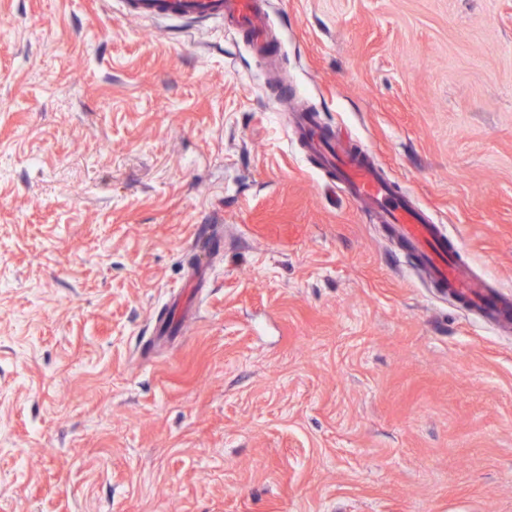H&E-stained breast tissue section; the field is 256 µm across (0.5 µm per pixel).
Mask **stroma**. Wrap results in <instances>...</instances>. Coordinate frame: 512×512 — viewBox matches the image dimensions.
<instances>
[{"label": "stroma", "mask_w": 512, "mask_h": 512, "mask_svg": "<svg viewBox=\"0 0 512 512\" xmlns=\"http://www.w3.org/2000/svg\"><path fill=\"white\" fill-rule=\"evenodd\" d=\"M266 21L289 104L220 22L0 0V512H512V323L427 279L291 114L512 294V0Z\"/></svg>", "instance_id": "obj_1"}]
</instances>
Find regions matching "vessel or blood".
<instances>
[{
  "label": "vessel or blood",
  "instance_id": "1",
  "mask_svg": "<svg viewBox=\"0 0 512 512\" xmlns=\"http://www.w3.org/2000/svg\"><path fill=\"white\" fill-rule=\"evenodd\" d=\"M129 8L142 17L221 20L242 31L260 52L273 40L263 0H131ZM298 131L307 137L309 147L322 155L325 166L337 173L346 196L369 211L376 223L391 225L433 282L449 288L491 321L502 322L512 315V298L490 289L484 279L457 262L438 225L429 223L423 212L392 190L370 152L333 139L322 141L303 119Z\"/></svg>",
  "mask_w": 512,
  "mask_h": 512
}]
</instances>
